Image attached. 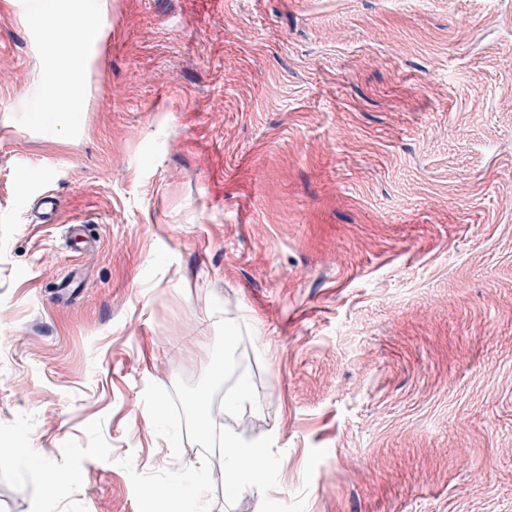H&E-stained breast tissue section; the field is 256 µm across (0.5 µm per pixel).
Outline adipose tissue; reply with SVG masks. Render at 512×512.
<instances>
[{
  "mask_svg": "<svg viewBox=\"0 0 512 512\" xmlns=\"http://www.w3.org/2000/svg\"><path fill=\"white\" fill-rule=\"evenodd\" d=\"M104 6V0H79L72 8L67 7L63 0H42L41 17L54 22L51 41L55 47L56 59L48 73V89L57 104L34 112L35 122H70L74 114L72 105L78 93L73 64L78 60L74 59L69 47L75 41L83 43L87 54L78 62L85 67L92 64V51L98 50L107 35L105 27L96 21Z\"/></svg>",
  "mask_w": 512,
  "mask_h": 512,
  "instance_id": "obj_1",
  "label": "adipose tissue"
}]
</instances>
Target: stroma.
<instances>
[{
    "label": "stroma",
    "instance_id": "stroma-1",
    "mask_svg": "<svg viewBox=\"0 0 512 512\" xmlns=\"http://www.w3.org/2000/svg\"><path fill=\"white\" fill-rule=\"evenodd\" d=\"M40 2L0 0V423L57 460L102 420L75 498L138 512L118 459L202 458L143 394L201 376L215 299L272 499L512 512V0H107L70 127L32 120Z\"/></svg>",
    "mask_w": 512,
    "mask_h": 512
}]
</instances>
